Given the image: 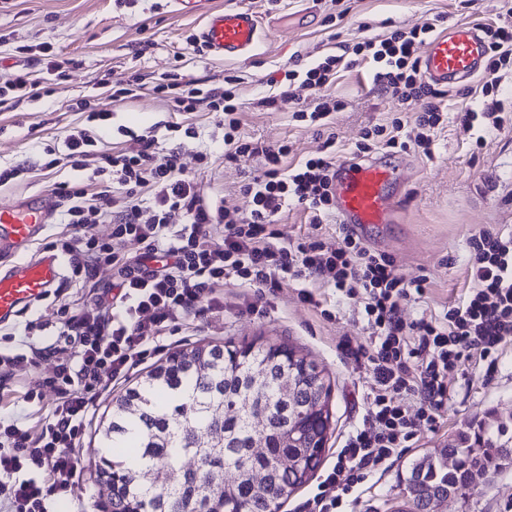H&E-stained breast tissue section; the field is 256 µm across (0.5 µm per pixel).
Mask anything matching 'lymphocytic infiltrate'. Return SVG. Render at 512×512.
Returning a JSON list of instances; mask_svg holds the SVG:
<instances>
[{
  "mask_svg": "<svg viewBox=\"0 0 512 512\" xmlns=\"http://www.w3.org/2000/svg\"><path fill=\"white\" fill-rule=\"evenodd\" d=\"M433 30L430 23L398 27L353 46V54L372 65L374 83L402 111L366 129L357 153L415 150L433 158L434 143L449 120L444 93L424 80L417 56ZM484 34L489 56L480 102L456 116L463 132L479 139L512 125L497 97L502 83L512 78V6L500 25ZM343 61L330 55L302 70L284 69V85L299 83L317 92L311 102L298 103L297 118L322 127L344 110L345 100L324 92ZM62 75V62L47 58L42 76L21 71L0 86V103L41 98ZM169 86L178 90L173 110L190 111L204 101L223 114L226 163L257 160L242 187L250 208L241 216L230 214L198 187L178 152L158 155L151 136L131 135L127 147L106 152L98 149L92 130L75 128L60 145L46 147L44 168L65 166L76 174L53 190L73 233L50 247L73 256L72 276L91 288L92 298L75 312L61 306L54 327L39 324V331L54 335L49 345L0 356L4 373L55 358L52 375L36 381L24 399H41L46 387L57 393L39 428L0 418V500L7 512H51L55 501L70 499L95 397L126 380L183 324L223 311L224 285L275 291L288 281L310 278L344 298H361V319L371 330L366 342L342 343L369 380L365 413L300 507V512H347L370 474L389 469L420 429L436 430L454 394L449 369L479 360L494 372L512 337V233L484 229L472 235L468 294L440 313L408 319L403 307L424 299L426 278H406L393 256L372 252L352 231H344L337 243L321 233L335 210V137L322 142L318 156L288 166L287 144L241 135L234 92L202 90L179 73L153 91L160 94ZM412 106L415 116L406 117ZM293 204L308 213L312 232L285 242L276 224L283 208ZM99 224L111 225V233L95 234ZM217 226L224 233L216 241L211 231ZM129 240L141 244V254L123 251ZM104 268L115 270L117 278L101 288L96 277Z\"/></svg>",
  "mask_w": 512,
  "mask_h": 512,
  "instance_id": "lymphocytic-infiltrate-1",
  "label": "lymphocytic infiltrate"
}]
</instances>
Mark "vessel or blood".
<instances>
[{"label": "vessel or blood", "instance_id": "1", "mask_svg": "<svg viewBox=\"0 0 512 512\" xmlns=\"http://www.w3.org/2000/svg\"><path fill=\"white\" fill-rule=\"evenodd\" d=\"M175 14H203L198 41L208 55L243 58L256 47L262 23L242 7L203 10L202 0H170ZM488 53L478 27L458 24L434 36L420 59L424 78L436 86L462 83L480 73ZM393 172L379 160H345L336 165L335 210L338 223L357 228L391 223ZM44 194L0 205V326L12 323L32 303L52 293L59 282L60 258L48 249L35 257L23 252L37 241L52 218Z\"/></svg>", "mask_w": 512, "mask_h": 512}]
</instances>
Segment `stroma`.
Segmentation results:
<instances>
[{"label": "stroma", "instance_id": "35a3bbf8", "mask_svg": "<svg viewBox=\"0 0 512 512\" xmlns=\"http://www.w3.org/2000/svg\"><path fill=\"white\" fill-rule=\"evenodd\" d=\"M205 8L243 6L259 15L263 34L249 59L217 60L194 48L192 40L201 16L180 17L167 0H0V86L21 68L39 72L45 54L67 60V75L55 80L48 96L36 101H13L0 106V170L23 164V179L0 186V204L47 192L69 180V169H42L44 149L76 127L97 130L101 149L125 147L129 133H151L160 152L177 151L189 175L206 193L222 198L225 208L246 213L249 200L241 186L249 163L225 165L224 129L206 104L189 112H173L154 95L112 101L109 86L142 74L160 78L179 72L208 89L228 86L240 106L241 130L255 139L284 141L290 147L288 163L318 152L328 134H335L340 149L351 152L365 129L386 122L395 104L373 83L362 67L337 73L331 93L343 98L344 111L328 125L315 128L295 120V100H310L313 90L293 86V100H280L272 76L293 64L306 65L341 45L387 33L389 25L411 27L436 21L437 32L460 23L493 26L502 13V0H204ZM275 106H266V99ZM112 113L109 125H97L93 112ZM207 152L210 163L197 161ZM400 166L401 185L394 191L392 223L361 231L370 249L392 255L406 277L427 280L424 302L405 306L407 317L439 312L458 300L468 286L466 260L469 238L485 228L512 231V127L487 136L476 146L456 123H449L434 147L433 159L414 152L392 157ZM292 281L276 295L228 284L223 288L224 310L208 313L168 338L167 351L202 339L240 343L258 339L286 342L307 354L332 384L328 433L322 467H329L348 431L366 408L368 378L345 354L342 341H366L370 331L359 319L363 303L346 300L344 315L323 320L297 293ZM261 301L264 310L251 314L246 306ZM59 302L48 298L22 311L6 333H0V355L23 352L25 325L53 322ZM53 360L14 372L0 386V414L25 416L26 426L38 425V408L24 399L29 385L51 376ZM471 361L449 370L457 393L449 401L436 430H421L411 447L383 473L373 475L353 512H396L404 499L401 481L407 463L420 454L448 444L464 423L492 415L512 430V340L505 343L493 377ZM125 384L102 392L88 419L79 450L78 495L57 505V512H103L96 482V430ZM512 507V469L468 498L438 503L433 512H506Z\"/></svg>", "mask_w": 512, "mask_h": 512}]
</instances>
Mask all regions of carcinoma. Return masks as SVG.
I'll list each match as a JSON object with an SVG mask.
<instances>
[{"instance_id": "obj_1", "label": "carcinoma", "mask_w": 512, "mask_h": 512, "mask_svg": "<svg viewBox=\"0 0 512 512\" xmlns=\"http://www.w3.org/2000/svg\"><path fill=\"white\" fill-rule=\"evenodd\" d=\"M331 383L307 355L256 340L189 343L116 400L98 440L105 512H277L318 468ZM507 426L481 420L416 457L399 512L464 499L476 474L512 468Z\"/></svg>"}]
</instances>
